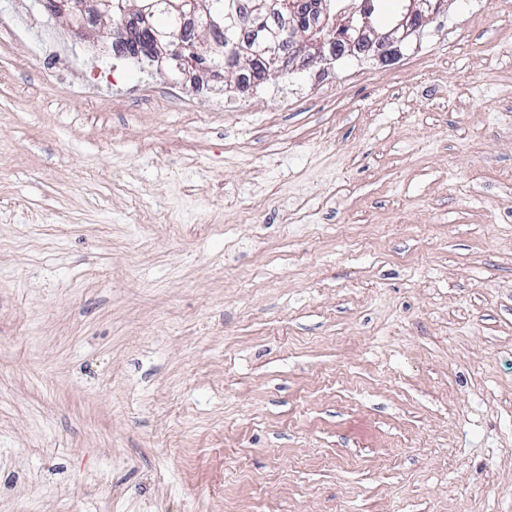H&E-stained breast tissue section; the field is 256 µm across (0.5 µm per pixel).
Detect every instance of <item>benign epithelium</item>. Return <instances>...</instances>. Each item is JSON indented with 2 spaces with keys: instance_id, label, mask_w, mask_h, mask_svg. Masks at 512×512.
Returning a JSON list of instances; mask_svg holds the SVG:
<instances>
[{
  "instance_id": "1",
  "label": "benign epithelium",
  "mask_w": 512,
  "mask_h": 512,
  "mask_svg": "<svg viewBox=\"0 0 512 512\" xmlns=\"http://www.w3.org/2000/svg\"><path fill=\"white\" fill-rule=\"evenodd\" d=\"M44 9L52 16L62 18L66 23L80 31L82 20L88 13L105 23L116 22L117 34L124 52L140 63L169 64L170 72L175 75H187L196 70H205L220 79L224 66L215 57L224 54L223 42L219 39L210 44L208 54L210 61L201 62L198 51L183 30L176 32L157 29L153 17L165 13L176 20L193 17L194 0H40ZM349 16L341 24L342 36L332 32H322L324 23L312 24L309 33L303 35V41L296 39L301 24H286L276 29L267 25V16L257 14L251 20L253 37L245 46L238 47L243 55L263 58V66L251 81L236 84L241 95L251 94L255 87L265 82L272 72L288 70L286 58L302 57L306 63L315 57L329 55L331 59H340L346 49L359 42L372 41L376 44L378 55L392 59L398 55L399 47L409 37L416 36L434 15L439 12L432 0H409L404 7L401 18L384 34L375 33L374 27L366 16V11L353 5L348 7Z\"/></svg>"
}]
</instances>
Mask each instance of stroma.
Instances as JSON below:
<instances>
[{"label": "stroma", "mask_w": 512, "mask_h": 512, "mask_svg": "<svg viewBox=\"0 0 512 512\" xmlns=\"http://www.w3.org/2000/svg\"><path fill=\"white\" fill-rule=\"evenodd\" d=\"M0 0V512H512V0L252 94Z\"/></svg>", "instance_id": "35a3bbf8"}]
</instances>
